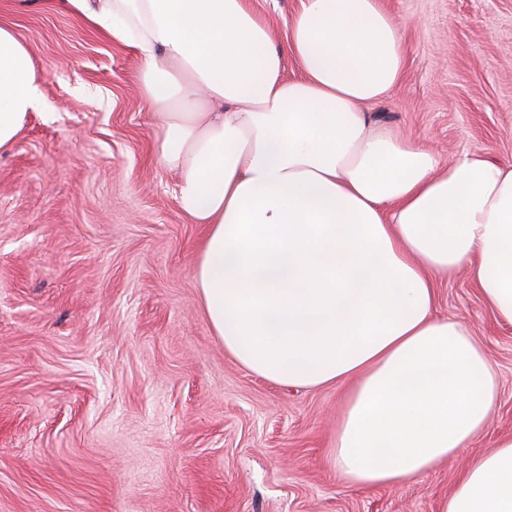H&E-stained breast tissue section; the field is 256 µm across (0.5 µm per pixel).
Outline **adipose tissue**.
<instances>
[{"label": "adipose tissue", "mask_w": 512, "mask_h": 512, "mask_svg": "<svg viewBox=\"0 0 512 512\" xmlns=\"http://www.w3.org/2000/svg\"><path fill=\"white\" fill-rule=\"evenodd\" d=\"M54 6L142 65L176 203L207 227L195 278L225 353L285 388L342 391L340 479L394 487L470 445L497 373L467 326L436 315V282L468 268L512 324V165L442 163L363 111L405 64L380 0H302L282 48L247 0ZM39 102L27 48L0 26V149ZM440 512H512V436Z\"/></svg>", "instance_id": "1"}]
</instances>
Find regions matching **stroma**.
I'll list each match as a JSON object with an SVG mask.
<instances>
[{
	"label": "stroma",
	"instance_id": "obj_1",
	"mask_svg": "<svg viewBox=\"0 0 512 512\" xmlns=\"http://www.w3.org/2000/svg\"><path fill=\"white\" fill-rule=\"evenodd\" d=\"M405 57L367 110L442 160L512 163V0H380ZM41 90L0 151V512H439L512 434V326L467 271L437 313L498 372L485 433L396 488L354 487L327 454L342 398L245 371L196 288L206 227L174 199L136 55L50 4L0 0Z\"/></svg>",
	"mask_w": 512,
	"mask_h": 512
}]
</instances>
